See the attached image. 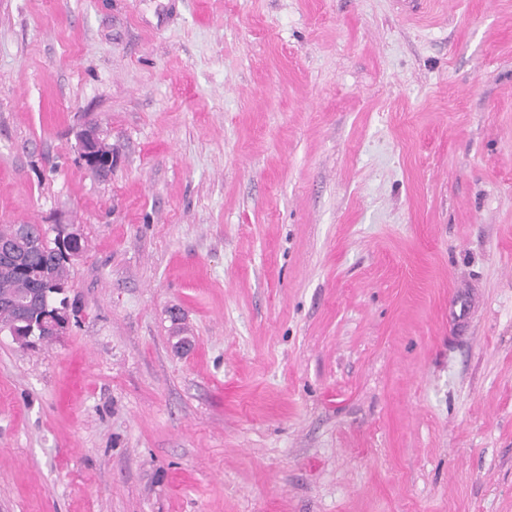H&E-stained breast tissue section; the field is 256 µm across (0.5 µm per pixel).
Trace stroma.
<instances>
[{
    "instance_id": "obj_1",
    "label": "stroma",
    "mask_w": 512,
    "mask_h": 512,
    "mask_svg": "<svg viewBox=\"0 0 512 512\" xmlns=\"http://www.w3.org/2000/svg\"><path fill=\"white\" fill-rule=\"evenodd\" d=\"M59 221L0 512H512V0H0V224ZM104 144L100 137V132L94 127H89L86 131L84 139L80 144V159L84 164L87 162L96 163L100 165L99 173L103 177H108L112 173L110 157L109 161H102L100 156L96 154L97 150ZM70 321L71 319L68 313L55 311L50 315L44 316L36 327L31 326L29 329L23 330V335L19 336L16 332H13L12 335L15 336L16 341L23 344L25 339H29L37 330L43 334L50 335L44 336L42 340H51L53 339L51 336H62L69 328ZM24 334L27 336L25 337Z\"/></svg>"
}]
</instances>
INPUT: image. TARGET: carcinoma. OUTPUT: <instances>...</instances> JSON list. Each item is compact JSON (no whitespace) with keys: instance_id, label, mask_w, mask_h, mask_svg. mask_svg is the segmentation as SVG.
Listing matches in <instances>:
<instances>
[{"instance_id":"carcinoma-1","label":"carcinoma","mask_w":512,"mask_h":512,"mask_svg":"<svg viewBox=\"0 0 512 512\" xmlns=\"http://www.w3.org/2000/svg\"><path fill=\"white\" fill-rule=\"evenodd\" d=\"M43 224H1L0 238L13 242L0 253V326H27L38 322L48 308L65 307L72 263L56 250V238Z\"/></svg>"}]
</instances>
